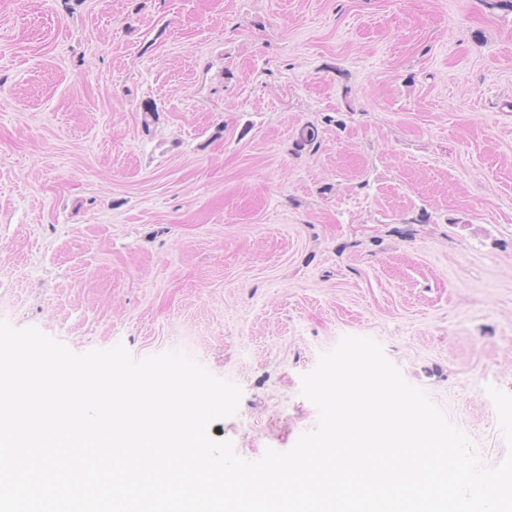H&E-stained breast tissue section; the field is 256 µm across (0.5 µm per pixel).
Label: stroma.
<instances>
[{
	"mask_svg": "<svg viewBox=\"0 0 512 512\" xmlns=\"http://www.w3.org/2000/svg\"><path fill=\"white\" fill-rule=\"evenodd\" d=\"M0 320L186 353L241 388L209 434L248 460L314 430L302 375L370 338L498 464L512 10L0 0Z\"/></svg>",
	"mask_w": 512,
	"mask_h": 512,
	"instance_id": "stroma-1",
	"label": "stroma"
}]
</instances>
